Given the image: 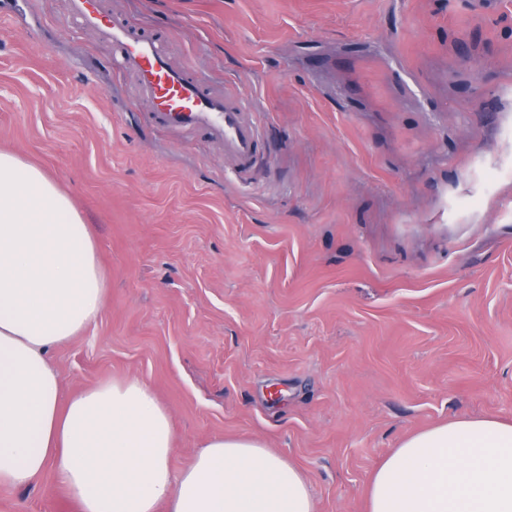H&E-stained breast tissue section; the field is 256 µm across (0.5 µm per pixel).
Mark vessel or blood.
Returning <instances> with one entry per match:
<instances>
[{"label":"vessel or blood","instance_id":"b4317fda","mask_svg":"<svg viewBox=\"0 0 512 512\" xmlns=\"http://www.w3.org/2000/svg\"><path fill=\"white\" fill-rule=\"evenodd\" d=\"M68 10L81 29L93 31L111 50L120 70L136 76V91L150 100L156 125L208 133L223 141L224 155L236 170L256 167L261 131L246 98L215 94L188 70L171 66L160 37L136 31L124 15L106 12L99 0H68Z\"/></svg>","mask_w":512,"mask_h":512}]
</instances>
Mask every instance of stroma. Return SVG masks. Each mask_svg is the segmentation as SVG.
<instances>
[{
  "label": "stroma",
  "instance_id": "obj_1",
  "mask_svg": "<svg viewBox=\"0 0 512 512\" xmlns=\"http://www.w3.org/2000/svg\"><path fill=\"white\" fill-rule=\"evenodd\" d=\"M246 95L265 164L167 130L67 0H0V151L71 196L108 271L66 389L147 381L173 469L243 437L366 512L376 466L458 417L512 420V0H101ZM403 64L423 107L389 76ZM52 474L0 512H74Z\"/></svg>",
  "mask_w": 512,
  "mask_h": 512
}]
</instances>
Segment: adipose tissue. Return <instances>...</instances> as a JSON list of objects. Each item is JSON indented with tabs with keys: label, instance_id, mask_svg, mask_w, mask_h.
I'll use <instances>...</instances> for the list:
<instances>
[{
	"label": "adipose tissue",
	"instance_id": "ef3b65f1",
	"mask_svg": "<svg viewBox=\"0 0 512 512\" xmlns=\"http://www.w3.org/2000/svg\"><path fill=\"white\" fill-rule=\"evenodd\" d=\"M107 294L70 196L0 151V484L52 473L76 512H315L305 474L255 440L212 439L173 470L172 419L145 381L64 388L50 353ZM367 512H512V422L458 417L408 436L375 469Z\"/></svg>",
	"mask_w": 512,
	"mask_h": 512
}]
</instances>
